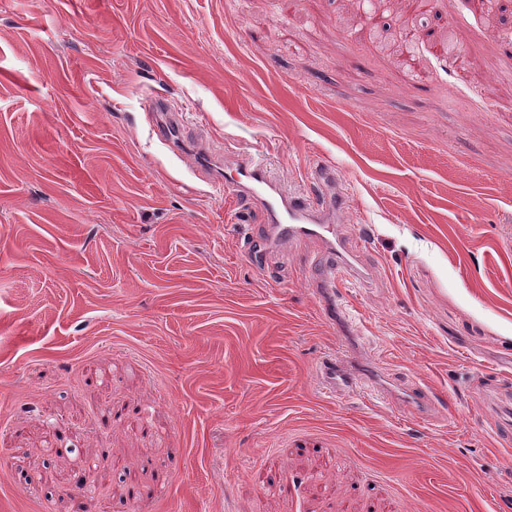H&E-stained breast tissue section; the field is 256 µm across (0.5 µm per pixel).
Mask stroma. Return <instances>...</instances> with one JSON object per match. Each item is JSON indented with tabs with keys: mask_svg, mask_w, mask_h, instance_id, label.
<instances>
[{
	"mask_svg": "<svg viewBox=\"0 0 512 512\" xmlns=\"http://www.w3.org/2000/svg\"><path fill=\"white\" fill-rule=\"evenodd\" d=\"M291 2L0 0V512H130L134 483L141 512H512V20L433 0L407 78L398 6L380 42ZM155 97L293 190L334 166L390 403L320 392L348 333L320 243L251 261L264 213L150 137Z\"/></svg>",
	"mask_w": 512,
	"mask_h": 512,
	"instance_id": "stroma-1",
	"label": "stroma"
}]
</instances>
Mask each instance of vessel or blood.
I'll list each match as a JSON object with an SVG mask.
<instances>
[{
    "mask_svg": "<svg viewBox=\"0 0 512 512\" xmlns=\"http://www.w3.org/2000/svg\"><path fill=\"white\" fill-rule=\"evenodd\" d=\"M166 110L162 101L153 102L147 114L152 136L176 156L193 155L194 167L204 175L207 183L224 186L233 197L262 206L277 240L289 243L313 239L321 242L322 253L308 275L322 300L321 312L328 322L352 323L353 316L341 290L360 284L365 274L359 262V246L348 242L338 231L345 200L336 192L334 168L325 164L316 167L313 180L317 193L309 196L287 189L271 174L265 159L259 156L239 161L227 169L216 167L203 148L191 150L179 141L182 119L167 116ZM314 376L319 389L330 396L367 393L385 401L390 398L387 386L351 372L346 351L340 345L317 360Z\"/></svg>",
    "mask_w": 512,
    "mask_h": 512,
    "instance_id": "vessel-or-blood-1",
    "label": "vessel or blood"
}]
</instances>
